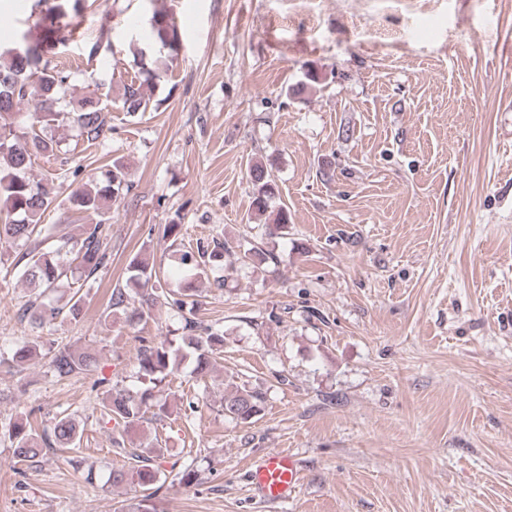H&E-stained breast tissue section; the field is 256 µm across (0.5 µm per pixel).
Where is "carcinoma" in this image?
<instances>
[{"label": "carcinoma", "instance_id": "1", "mask_svg": "<svg viewBox=\"0 0 512 512\" xmlns=\"http://www.w3.org/2000/svg\"><path fill=\"white\" fill-rule=\"evenodd\" d=\"M89 0H56L42 17L39 39L28 43L21 52L0 51V246H27L14 263L21 277L29 283H39L45 291L23 306L22 318L43 327L59 315L66 314L76 321L81 317L85 299L81 288L64 284L71 264H76L81 275L89 278L109 259L107 234L104 224L98 223L75 236L58 233L52 225L41 224L43 214L52 206L54 188L31 178L36 160L54 154L55 140L47 131L55 127H72L77 137L89 144H97L112 128L111 113L97 96L87 97L72 107L66 92L70 72L50 64L48 55L73 36L66 18L79 14L88 7ZM150 35L155 42L170 50L167 56L146 49L137 50L139 76L122 83L119 106L127 113L146 112L153 101L154 90L173 66L172 53L178 45V32L173 18L161 10L152 14ZM35 102V110L24 121H12L20 106ZM252 183L253 208L269 213L264 234L272 236L288 223V209L270 208L276 195L274 174L260 160H251L248 166ZM130 184L126 179L124 163L115 159L100 173V177L72 190L71 208L81 212L105 214L112 200L127 194ZM238 265L260 266L275 260L271 253L261 249L237 245ZM127 281L135 285L133 292L114 288L108 301L112 312L123 311L127 321L140 322L160 299L156 291L158 275L154 264L145 258H133L127 267ZM184 321L182 344L173 340L146 337L141 339L137 354L141 386L129 388L115 385L102 399L101 417L133 429L151 407L150 401L160 392L168 376L179 370L183 360L194 365L193 371L202 375L211 365V355L224 343V336L209 328L200 329L195 321L182 316ZM37 343L22 341L7 352L0 351V366L10 369L23 367L36 352ZM49 367L60 380L76 375H89L97 369V358L90 352L77 353L62 344L54 350ZM222 404L224 416L249 422L259 416L265 403V393L245 385L229 383ZM82 431L79 423L69 414L58 415L50 431L35 432L27 421L9 425L8 439L17 461L34 464L49 450L79 448ZM157 449L144 448L129 453L128 467L110 475L112 485L130 483L138 485L142 499L134 512H156L154 498L167 481V475L155 464ZM195 461L185 462L173 480L190 486L197 480Z\"/></svg>", "mask_w": 512, "mask_h": 512}]
</instances>
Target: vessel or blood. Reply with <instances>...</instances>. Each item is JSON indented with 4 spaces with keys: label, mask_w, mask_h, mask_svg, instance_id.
<instances>
[{
    "label": "vessel or blood",
    "mask_w": 512,
    "mask_h": 512,
    "mask_svg": "<svg viewBox=\"0 0 512 512\" xmlns=\"http://www.w3.org/2000/svg\"><path fill=\"white\" fill-rule=\"evenodd\" d=\"M299 480L292 456L284 451L268 452L250 467V482L255 496L268 502L288 500Z\"/></svg>",
    "instance_id": "1"
}]
</instances>
